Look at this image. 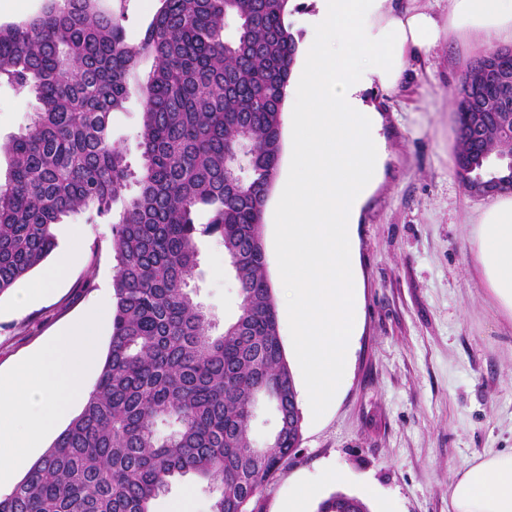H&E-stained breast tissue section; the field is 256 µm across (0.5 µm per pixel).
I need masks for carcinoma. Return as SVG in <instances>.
I'll list each match as a JSON object with an SVG mask.
<instances>
[{
  "label": "carcinoma",
  "mask_w": 512,
  "mask_h": 512,
  "mask_svg": "<svg viewBox=\"0 0 512 512\" xmlns=\"http://www.w3.org/2000/svg\"><path fill=\"white\" fill-rule=\"evenodd\" d=\"M47 0L0 25V80L43 104L8 147L0 182V295L57 247L53 226L90 212L112 225V334L81 412L12 490L0 512H150L177 477L208 484L211 512H251L300 445L297 392L263 256V209L281 154L282 110L298 53L291 0H159L142 40H126L125 2ZM236 34L225 35L227 20ZM151 69L140 76L143 60ZM478 56L461 77L460 151L481 141L467 112L512 107L491 86L470 100ZM143 100L141 161L112 142L111 113L131 86ZM252 145L243 178L230 162ZM219 234L240 290L217 324L195 301L197 215ZM267 392L278 427L253 453L251 411ZM317 512H369L334 493Z\"/></svg>",
  "instance_id": "obj_1"
}]
</instances>
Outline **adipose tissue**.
Returning a JSON list of instances; mask_svg holds the SVG:
<instances>
[{"label":"adipose tissue","instance_id":"1","mask_svg":"<svg viewBox=\"0 0 512 512\" xmlns=\"http://www.w3.org/2000/svg\"><path fill=\"white\" fill-rule=\"evenodd\" d=\"M307 6L302 59L287 95L292 161L277 197L278 269L290 285L289 333L314 411L332 400L357 326L351 226L377 184L386 146L374 92L394 94L411 59L445 38L467 46L512 44V0H294ZM480 260L512 310V195L489 198L475 217ZM98 305L0 378V489L88 393L99 353ZM451 512H512V451L478 456L455 481Z\"/></svg>","mask_w":512,"mask_h":512}]
</instances>
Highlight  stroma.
<instances>
[{"mask_svg": "<svg viewBox=\"0 0 512 512\" xmlns=\"http://www.w3.org/2000/svg\"><path fill=\"white\" fill-rule=\"evenodd\" d=\"M124 9L129 42H139L159 0H100ZM454 40L412 62L397 94H377L388 159L383 178L352 227L359 287L357 332L330 406L312 414L300 405L301 444L254 503L255 512H284L299 482L317 498L339 492L369 512H449L450 488L475 456L512 449V312L499 302L479 259L474 218L482 198L470 195L456 165L455 103L459 78L472 62ZM40 108L36 98L0 84V143L19 134ZM142 102L131 94L112 113L114 141L139 165ZM57 253L80 260L50 291L40 270L0 295V375H7L63 329L112 295L108 224L87 216L55 225ZM279 226L274 199L262 216L266 275L295 383H302L288 334V285L276 264ZM196 299L217 323L234 319L239 288L217 235L196 238ZM93 287H86V280ZM342 473L325 480L328 469ZM194 475L173 481L152 503L171 512L190 498L210 512L211 498Z\"/></svg>", "mask_w": 512, "mask_h": 512, "instance_id": "1", "label": "stroma"}]
</instances>
